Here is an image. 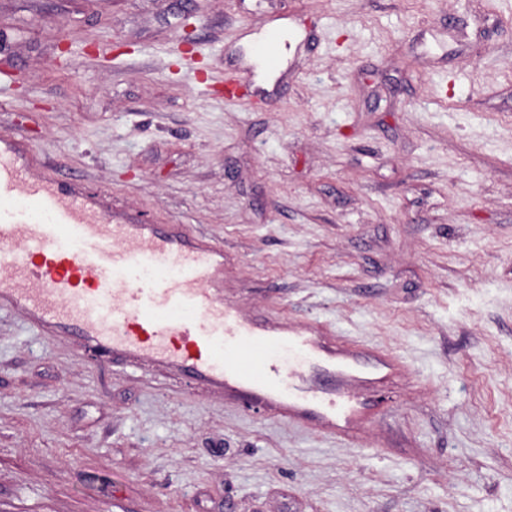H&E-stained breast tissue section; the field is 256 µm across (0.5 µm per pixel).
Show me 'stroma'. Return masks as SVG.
<instances>
[{
	"instance_id": "35a3bbf8",
	"label": "stroma",
	"mask_w": 512,
	"mask_h": 512,
	"mask_svg": "<svg viewBox=\"0 0 512 512\" xmlns=\"http://www.w3.org/2000/svg\"><path fill=\"white\" fill-rule=\"evenodd\" d=\"M1 135L410 376L350 442L2 310L0 512H512V0H0Z\"/></svg>"
}]
</instances>
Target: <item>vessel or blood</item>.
I'll return each instance as SVG.
<instances>
[{
	"mask_svg": "<svg viewBox=\"0 0 512 512\" xmlns=\"http://www.w3.org/2000/svg\"><path fill=\"white\" fill-rule=\"evenodd\" d=\"M31 150L0 138V309L39 335L74 336L82 350L160 367L225 399L321 431L359 432L375 414L365 383H398L389 354L339 345L318 324L295 327L226 303L224 252L178 224L106 210L99 193L52 175L29 177ZM27 246L17 259L12 246ZM157 262L135 288L117 277Z\"/></svg>",
	"mask_w": 512,
	"mask_h": 512,
	"instance_id": "vessel-or-blood-1",
	"label": "vessel or blood"
}]
</instances>
